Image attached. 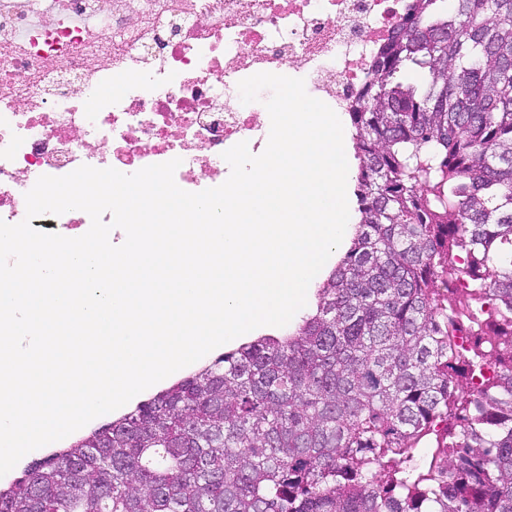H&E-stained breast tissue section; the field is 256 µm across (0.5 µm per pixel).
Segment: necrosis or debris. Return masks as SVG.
<instances>
[{"label":"necrosis or debris","instance_id":"4bbe7bcc","mask_svg":"<svg viewBox=\"0 0 512 512\" xmlns=\"http://www.w3.org/2000/svg\"><path fill=\"white\" fill-rule=\"evenodd\" d=\"M406 0H0V219H26L43 175L131 174L180 159L177 185L222 184V154L267 143L239 81L295 67L309 94L348 111ZM105 85L95 111L84 100Z\"/></svg>","mask_w":512,"mask_h":512}]
</instances>
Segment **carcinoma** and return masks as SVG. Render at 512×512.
<instances>
[{
    "label": "carcinoma",
    "instance_id": "1",
    "mask_svg": "<svg viewBox=\"0 0 512 512\" xmlns=\"http://www.w3.org/2000/svg\"><path fill=\"white\" fill-rule=\"evenodd\" d=\"M348 115L357 223L311 312L34 462L0 512H512V0H409ZM462 315L491 351L460 366ZM438 427L451 464L420 468Z\"/></svg>",
    "mask_w": 512,
    "mask_h": 512
}]
</instances>
